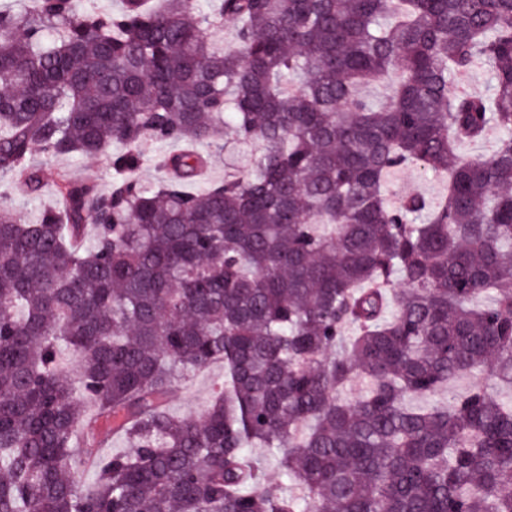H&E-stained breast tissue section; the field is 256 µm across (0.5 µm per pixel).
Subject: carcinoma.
Instances as JSON below:
<instances>
[{
  "instance_id": "1",
  "label": "carcinoma",
  "mask_w": 512,
  "mask_h": 512,
  "mask_svg": "<svg viewBox=\"0 0 512 512\" xmlns=\"http://www.w3.org/2000/svg\"><path fill=\"white\" fill-rule=\"evenodd\" d=\"M13 2L0 174L37 194L34 150L117 149L108 191L62 174L38 223L0 209V512H512V0ZM477 64L486 95L458 88ZM392 72L385 105L359 97ZM227 129L261 145L247 178L193 192L209 156L184 149L136 178L146 144ZM408 164L448 175L441 206L387 205ZM217 362L224 390L172 415ZM85 401L128 448L98 453ZM224 383V366L214 364L206 369L185 373L177 394L169 402V410L179 417L200 413L213 400Z\"/></svg>"
}]
</instances>
